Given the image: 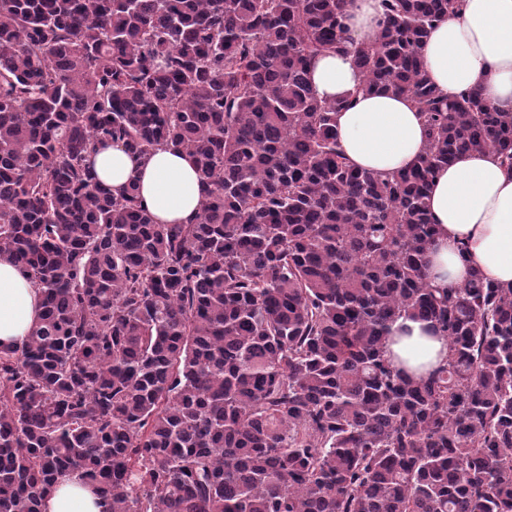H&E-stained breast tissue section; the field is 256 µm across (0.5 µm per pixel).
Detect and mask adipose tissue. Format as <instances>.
<instances>
[{"label":"adipose tissue","instance_id":"1","mask_svg":"<svg viewBox=\"0 0 512 512\" xmlns=\"http://www.w3.org/2000/svg\"><path fill=\"white\" fill-rule=\"evenodd\" d=\"M380 0H352L346 25L355 42L379 36ZM431 83L444 96L480 88L492 107L512 112V0H462L459 16L436 24L423 47ZM362 75L352 54L326 52L315 60L311 82L317 97L335 100L357 87ZM340 144L357 166L388 175L416 165L426 146V128L408 97L387 92L359 96L337 113ZM87 162L97 182L122 195L137 182L144 204L160 224H185L200 212L205 188L192 159L168 148L142 157L101 145ZM437 226L427 276L440 288L464 285L472 268L512 285V172L487 151L457 156L433 178L425 197ZM469 260L458 254L460 242ZM42 293L18 267L0 258V350L21 346L39 323ZM396 367L419 374L441 363L444 338L424 323L399 318L386 346ZM44 512H107L80 472L61 475Z\"/></svg>","mask_w":512,"mask_h":512}]
</instances>
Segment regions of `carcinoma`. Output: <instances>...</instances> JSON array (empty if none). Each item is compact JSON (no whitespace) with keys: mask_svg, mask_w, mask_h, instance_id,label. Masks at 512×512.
I'll return each instance as SVG.
<instances>
[{"mask_svg":"<svg viewBox=\"0 0 512 512\" xmlns=\"http://www.w3.org/2000/svg\"><path fill=\"white\" fill-rule=\"evenodd\" d=\"M349 0H0V257L41 318L0 351V512H43L81 471L107 512H512V287L428 280L423 198L456 156L512 171V113L443 96L421 49L461 0H382L354 44ZM353 48L333 100L312 61ZM411 98L414 167L341 148L359 94ZM98 144L193 160L188 224L86 168ZM448 342L426 377L389 326Z\"/></svg>","mask_w":512,"mask_h":512,"instance_id":"cac0c4a2","label":"carcinoma"}]
</instances>
